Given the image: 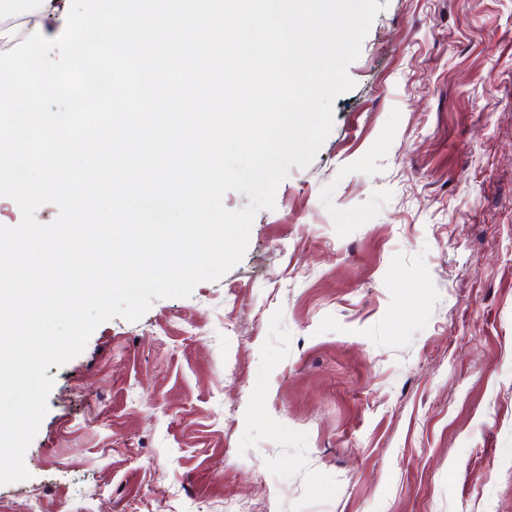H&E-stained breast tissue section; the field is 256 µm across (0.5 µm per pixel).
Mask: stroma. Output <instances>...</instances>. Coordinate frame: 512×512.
Masks as SVG:
<instances>
[{
	"mask_svg": "<svg viewBox=\"0 0 512 512\" xmlns=\"http://www.w3.org/2000/svg\"><path fill=\"white\" fill-rule=\"evenodd\" d=\"M241 261L50 367L0 512H512V0H378Z\"/></svg>",
	"mask_w": 512,
	"mask_h": 512,
	"instance_id": "stroma-1",
	"label": "stroma"
}]
</instances>
